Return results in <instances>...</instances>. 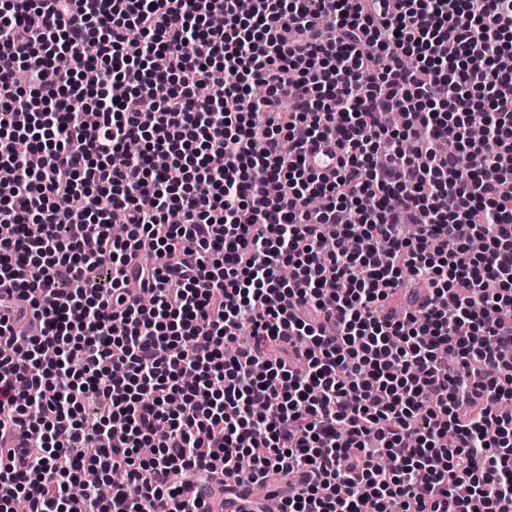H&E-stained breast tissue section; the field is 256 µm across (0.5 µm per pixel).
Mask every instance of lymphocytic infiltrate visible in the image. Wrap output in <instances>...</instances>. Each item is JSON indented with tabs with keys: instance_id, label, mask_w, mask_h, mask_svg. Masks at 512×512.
<instances>
[{
	"instance_id": "f902f5d3",
	"label": "lymphocytic infiltrate",
	"mask_w": 512,
	"mask_h": 512,
	"mask_svg": "<svg viewBox=\"0 0 512 512\" xmlns=\"http://www.w3.org/2000/svg\"><path fill=\"white\" fill-rule=\"evenodd\" d=\"M504 182L512 0H0V512H512ZM307 161L321 177L327 180H333L336 176L337 168V157L333 152L328 150V147L321 143V147L318 144L309 143L306 147Z\"/></svg>"
}]
</instances>
